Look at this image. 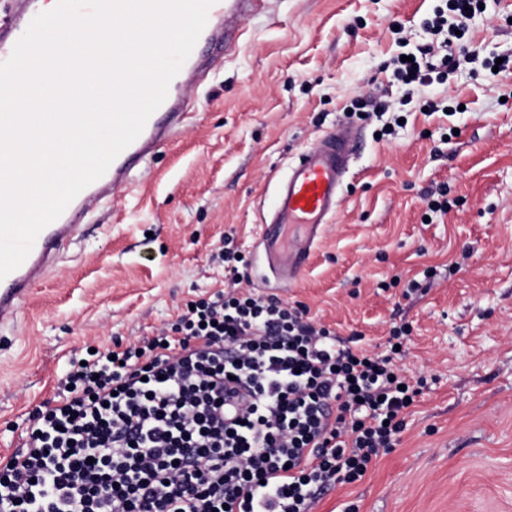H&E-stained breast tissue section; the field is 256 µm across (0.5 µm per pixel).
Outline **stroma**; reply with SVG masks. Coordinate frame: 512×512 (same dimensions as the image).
Listing matches in <instances>:
<instances>
[{
	"label": "stroma",
	"mask_w": 512,
	"mask_h": 512,
	"mask_svg": "<svg viewBox=\"0 0 512 512\" xmlns=\"http://www.w3.org/2000/svg\"><path fill=\"white\" fill-rule=\"evenodd\" d=\"M481 2L464 26L469 62L411 95L393 62L430 40L445 0H272L247 16L236 54L192 91L189 122L132 190L98 203L87 240L0 331V459L70 359L154 335L223 288L211 256L225 236L259 282L274 176L346 122L362 142L343 202L278 296L375 354L407 325L402 366L427 385L397 447L312 512H512V8ZM372 96L383 119L363 116ZM442 192L447 213H430ZM397 276L431 286L406 298Z\"/></svg>",
	"instance_id": "1"
}]
</instances>
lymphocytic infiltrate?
Masks as SVG:
<instances>
[{"label":"lymphocytic infiltrate","mask_w":512,"mask_h":512,"mask_svg":"<svg viewBox=\"0 0 512 512\" xmlns=\"http://www.w3.org/2000/svg\"><path fill=\"white\" fill-rule=\"evenodd\" d=\"M448 41L395 64L425 86ZM228 280L155 336L72 361L0 461V512H311L398 445L420 394L400 362L347 346L302 304L257 294L240 255Z\"/></svg>","instance_id":"f902f5d3"}]
</instances>
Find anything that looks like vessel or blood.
Returning a JSON list of instances; mask_svg holds the SVG:
<instances>
[{"instance_id": "b4317fda", "label": "vessel or blood", "mask_w": 512, "mask_h": 512, "mask_svg": "<svg viewBox=\"0 0 512 512\" xmlns=\"http://www.w3.org/2000/svg\"><path fill=\"white\" fill-rule=\"evenodd\" d=\"M266 0H216L208 12L201 42L216 47L222 56L234 54L241 36L240 20L257 12ZM25 25L14 22L0 27V62L12 54ZM199 63L188 57L169 84L163 103L149 117L141 134L111 163L105 174L85 187L63 213L36 238L22 264L0 279V327L15 325L20 312L55 266L59 249L78 238L82 221L102 195H119L130 189L132 172L149 161L159 147L182 129L188 117L193 73ZM359 140L347 124L322 134L288 166L274 183L270 217L262 219L257 247L267 274L264 285L283 289L291 285L308 265L323 224L336 215L343 199L346 178Z\"/></svg>"}]
</instances>
